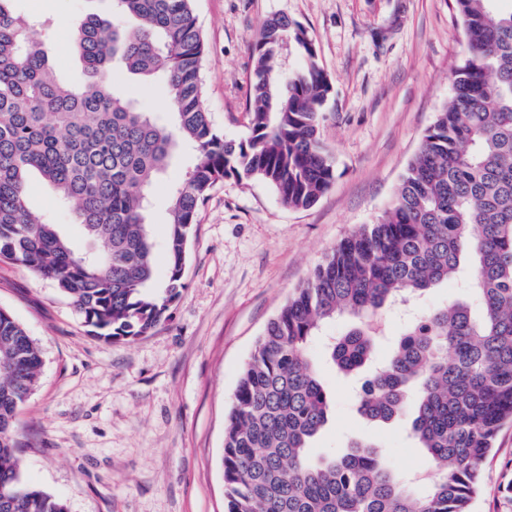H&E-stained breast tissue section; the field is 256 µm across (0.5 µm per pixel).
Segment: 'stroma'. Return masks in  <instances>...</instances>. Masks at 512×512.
I'll return each instance as SVG.
<instances>
[{
  "mask_svg": "<svg viewBox=\"0 0 512 512\" xmlns=\"http://www.w3.org/2000/svg\"><path fill=\"white\" fill-rule=\"evenodd\" d=\"M16 9L51 21L54 65L69 81H84L71 24L88 13L111 15L112 0H17ZM194 12L205 44L204 105L216 130L235 140L249 132L263 23L285 14L307 29L331 85L319 134L336 178L299 210L264 182H218L199 207L170 320L131 342L91 334L51 281L0 262V307L27 328L43 359L19 414L23 477L65 500L69 512H224L225 415L258 336L341 239L390 205L450 99L465 47L452 0H194ZM114 87L167 121L161 80L144 84L119 68ZM191 162L190 151L176 155L153 194L156 242L164 240L169 189ZM28 197L31 212L87 247L70 207L48 185L32 181ZM309 351L333 409L311 458L342 454L368 433L392 467L426 476V455L403 426L369 427L356 412L351 379L319 343ZM474 512H512V424L483 465Z\"/></svg>",
  "mask_w": 512,
  "mask_h": 512,
  "instance_id": "1",
  "label": "stroma"
}]
</instances>
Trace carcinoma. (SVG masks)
I'll return each mask as SVG.
<instances>
[{
    "instance_id": "cac0c4a2",
    "label": "carcinoma",
    "mask_w": 512,
    "mask_h": 512,
    "mask_svg": "<svg viewBox=\"0 0 512 512\" xmlns=\"http://www.w3.org/2000/svg\"><path fill=\"white\" fill-rule=\"evenodd\" d=\"M13 2L0 0V261L50 280L93 332L133 341L169 320L199 205L218 180H260L295 209L331 187L335 161L319 139L330 86L308 31L287 15L261 28L249 135L233 140L203 106L193 0H113L112 18H78L79 85L57 73ZM500 2L454 0L465 50L453 95L394 200L316 265L256 341L224 428V512H472L481 465L512 422V7ZM290 45L303 58L295 69L285 66ZM116 65L162 78L172 120L118 93ZM187 146L194 161L170 192L159 284L149 199ZM32 172L72 207L91 248L75 249L60 225L29 211ZM451 279L477 295L480 314L457 300L419 315L371 367L379 311ZM338 318L350 327L327 358L347 376L370 371L356 396L367 423L403 421L424 449L435 478L419 496L367 437L340 457H309L331 397L308 344ZM41 366L35 340L0 308V512H68L24 480L18 456L19 413Z\"/></svg>"
}]
</instances>
